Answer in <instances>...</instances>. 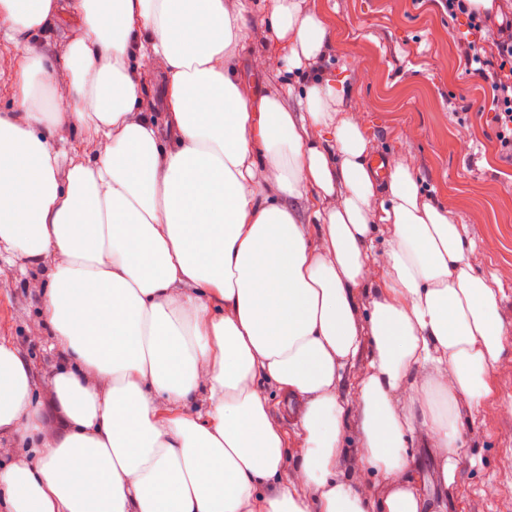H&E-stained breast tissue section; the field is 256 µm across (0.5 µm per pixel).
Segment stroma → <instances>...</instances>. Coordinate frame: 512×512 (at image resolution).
Listing matches in <instances>:
<instances>
[{
    "label": "stroma",
    "instance_id": "stroma-1",
    "mask_svg": "<svg viewBox=\"0 0 512 512\" xmlns=\"http://www.w3.org/2000/svg\"><path fill=\"white\" fill-rule=\"evenodd\" d=\"M276 0H247V42L230 61L253 99L299 84L288 73V42L269 33L265 20ZM326 28L320 79L342 83L338 119L357 122L369 157L408 164L425 201L447 210L463 229L474 272L493 289L505 352L492 372L493 399L458 398L461 439L454 469L443 459L427 426L408 435V473L437 512H512V160L500 155L490 122L491 93L466 74L460 43L474 40L464 20L441 14L432 0H300ZM51 263L20 270L0 260V336L11 337L30 362L35 395L46 398L59 356L41 317ZM364 344L346 372L343 425L346 450L339 472L372 498L381 478L359 472L361 455L356 385L371 358Z\"/></svg>",
    "mask_w": 512,
    "mask_h": 512
}]
</instances>
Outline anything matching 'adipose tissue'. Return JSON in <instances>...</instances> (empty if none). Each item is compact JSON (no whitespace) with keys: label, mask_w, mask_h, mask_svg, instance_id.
Instances as JSON below:
<instances>
[{"label":"adipose tissue","mask_w":512,"mask_h":512,"mask_svg":"<svg viewBox=\"0 0 512 512\" xmlns=\"http://www.w3.org/2000/svg\"><path fill=\"white\" fill-rule=\"evenodd\" d=\"M67 9L80 29L56 65L33 43ZM244 27L226 0H0L19 88L18 111L0 115V258L56 259L42 316L65 421L46 435L32 369L0 338V434L36 457L0 471L9 512H429L406 475L414 417L449 469L456 398L496 393L497 300L460 225L409 166L377 179L358 123L334 119L343 87L312 81L301 113L251 101L228 64ZM269 27L292 42L289 70L324 50L322 20L298 0H277ZM152 58L166 69L169 147L141 109ZM83 129L92 154L66 160L59 142ZM382 228L386 272L363 322L355 290ZM367 340L359 463L387 482L376 506L336 471L341 372ZM419 369L424 398L399 412ZM260 374L301 404L295 470Z\"/></svg>","instance_id":"ef3b65f1"}]
</instances>
